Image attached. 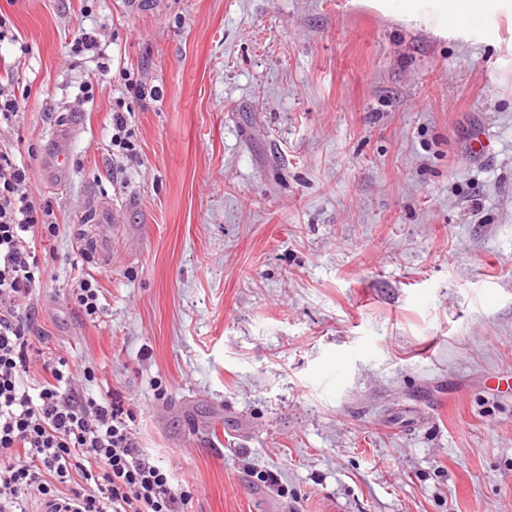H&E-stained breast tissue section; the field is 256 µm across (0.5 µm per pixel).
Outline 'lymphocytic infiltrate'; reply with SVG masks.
<instances>
[{
	"mask_svg": "<svg viewBox=\"0 0 512 512\" xmlns=\"http://www.w3.org/2000/svg\"><path fill=\"white\" fill-rule=\"evenodd\" d=\"M32 194L30 168L0 150V512H18L33 492L47 512H185L189 495L137 447L132 410L80 393L68 361L46 357L34 333V238L57 222ZM38 362L50 378L32 389Z\"/></svg>",
	"mask_w": 512,
	"mask_h": 512,
	"instance_id": "f902f5d3",
	"label": "lymphocytic infiltrate"
}]
</instances>
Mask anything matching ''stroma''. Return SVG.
<instances>
[{"instance_id": "obj_1", "label": "stroma", "mask_w": 512, "mask_h": 512, "mask_svg": "<svg viewBox=\"0 0 512 512\" xmlns=\"http://www.w3.org/2000/svg\"><path fill=\"white\" fill-rule=\"evenodd\" d=\"M125 2L0 0V149L60 226L30 305L76 389L134 411L191 512H512V10L442 37L353 0ZM99 285L92 276L78 278L70 288L69 298L87 316H94L99 310Z\"/></svg>"}]
</instances>
